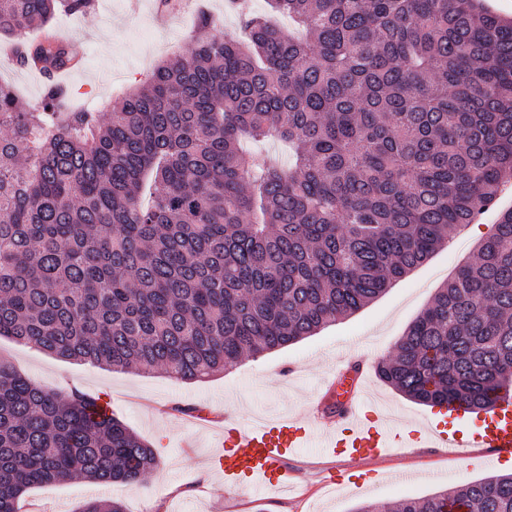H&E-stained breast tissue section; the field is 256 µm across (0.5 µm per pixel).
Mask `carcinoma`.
I'll use <instances>...</instances> for the list:
<instances>
[{"instance_id":"1","label":"carcinoma","mask_w":512,"mask_h":512,"mask_svg":"<svg viewBox=\"0 0 512 512\" xmlns=\"http://www.w3.org/2000/svg\"><path fill=\"white\" fill-rule=\"evenodd\" d=\"M295 33L229 0L248 39L198 15L188 53L108 120L45 84L0 82V336L60 358L201 382L315 335L382 295L512 181V21L482 0H269ZM95 0H0L20 41ZM288 143V169L240 149ZM378 377L479 414L512 389V210L409 325ZM96 398L0 363V512L81 476L135 482L158 461ZM78 512H124L90 499ZM392 512H512V474Z\"/></svg>"}]
</instances>
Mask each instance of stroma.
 Here are the masks:
<instances>
[{
  "label": "stroma",
  "mask_w": 512,
  "mask_h": 512,
  "mask_svg": "<svg viewBox=\"0 0 512 512\" xmlns=\"http://www.w3.org/2000/svg\"><path fill=\"white\" fill-rule=\"evenodd\" d=\"M194 20L189 12L158 22L152 0H139L135 6L130 0H96L94 13L57 16L51 23L54 31L84 47L81 66L63 78L74 102L102 115L110 112L113 99L146 81L157 64L189 49ZM509 209L512 183L477 216L480 234L461 231L372 303L316 335L255 358L243 356L203 382L66 361L1 337V361L59 394L75 386L111 402L113 415L160 459L133 484L101 487L77 477L32 488L21 496L19 512H75L95 496L119 500L125 512H146L145 504L153 498L159 501L157 512H269L273 504L281 512H354L365 502L391 505L408 495L423 497L504 472V460L484 448H395L382 458L360 462L357 476L336 484L328 479L329 458L320 449L306 448L291 460L293 475L286 492L275 497L252 490L235 496L227 494L223 474L211 464L222 442L221 429L188 425L180 410L198 407L244 428L261 416L307 414L326 394L325 380L347 352L370 365L392 354L437 289L471 258L481 233L490 232ZM376 400L390 411L392 426L401 432L438 414L407 400L373 374L363 402Z\"/></svg>",
  "instance_id": "stroma-1"
}]
</instances>
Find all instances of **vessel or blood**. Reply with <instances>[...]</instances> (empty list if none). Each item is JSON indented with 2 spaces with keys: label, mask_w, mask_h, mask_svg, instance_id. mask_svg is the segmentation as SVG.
Masks as SVG:
<instances>
[{
  "label": "vessel or blood",
  "mask_w": 512,
  "mask_h": 512,
  "mask_svg": "<svg viewBox=\"0 0 512 512\" xmlns=\"http://www.w3.org/2000/svg\"><path fill=\"white\" fill-rule=\"evenodd\" d=\"M365 368L355 358L338 368L327 394L308 416L266 420L250 429L225 424L222 449L212 460L224 476L225 487L245 492L260 486L280 492L288 485L289 458L316 433L325 454L344 464L377 459L393 448H489L502 457L512 455V392L501 394L483 411L479 429H470L468 410L451 404L443 409L446 424L430 423L400 434L381 413L363 419L358 401Z\"/></svg>",
  "instance_id": "vessel-or-blood-1"
}]
</instances>
